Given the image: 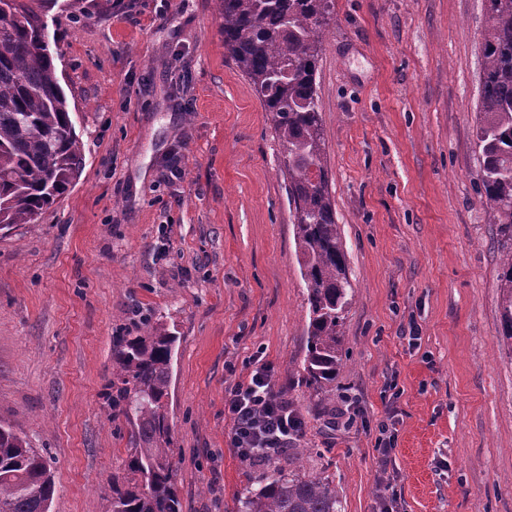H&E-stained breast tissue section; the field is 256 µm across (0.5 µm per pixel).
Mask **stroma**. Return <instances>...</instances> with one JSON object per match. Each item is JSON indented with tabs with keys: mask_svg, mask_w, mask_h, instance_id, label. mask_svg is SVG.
<instances>
[{
	"mask_svg": "<svg viewBox=\"0 0 512 512\" xmlns=\"http://www.w3.org/2000/svg\"><path fill=\"white\" fill-rule=\"evenodd\" d=\"M316 83L354 300L336 389L305 386L307 292L281 148L224 49L217 0H56L44 14L84 143L69 191L0 230V421L44 449L50 512H110L129 427L112 343L162 318L182 512H238L224 395L260 357L306 424L308 473L378 512L397 381V512H512V350L475 145L486 0H333ZM418 328L419 347L408 344ZM363 415L331 421L342 397ZM402 422L403 420L399 418L398 410L392 406L385 414V420H382L378 426L379 434L375 439L374 448L377 451L378 468L383 474L389 470L392 453L397 442L398 426Z\"/></svg>",
	"mask_w": 512,
	"mask_h": 512,
	"instance_id": "35a3bbf8",
	"label": "stroma"
}]
</instances>
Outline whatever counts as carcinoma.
<instances>
[{
  "label": "carcinoma",
  "instance_id": "cac0c4a2",
  "mask_svg": "<svg viewBox=\"0 0 512 512\" xmlns=\"http://www.w3.org/2000/svg\"><path fill=\"white\" fill-rule=\"evenodd\" d=\"M37 0H0V230L34 223L84 163ZM224 45L247 78L281 147L307 290L303 379L327 390L343 367L341 327L352 304L345 250L329 193L316 73L332 0H219ZM476 146L481 199L497 224L501 336L512 345V0H487ZM176 336L159 321L118 336L103 393L131 428L126 475L112 482L111 512H181L167 415ZM303 449L268 460L239 512H342L327 476L303 471ZM51 465L26 433L0 424V512H49Z\"/></svg>",
  "mask_w": 512,
  "mask_h": 512
}]
</instances>
